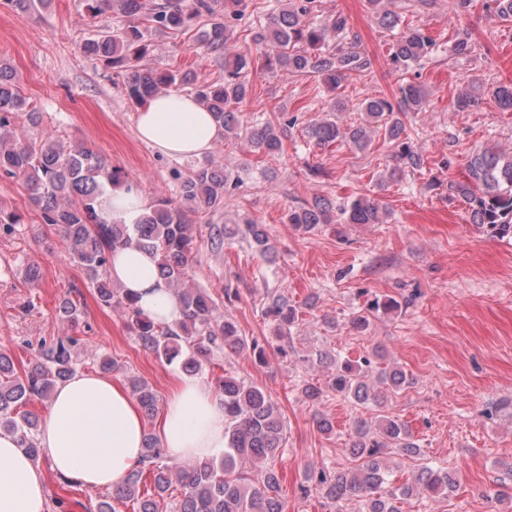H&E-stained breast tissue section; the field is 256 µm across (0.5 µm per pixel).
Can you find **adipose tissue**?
I'll use <instances>...</instances> for the list:
<instances>
[{
	"mask_svg": "<svg viewBox=\"0 0 512 512\" xmlns=\"http://www.w3.org/2000/svg\"><path fill=\"white\" fill-rule=\"evenodd\" d=\"M136 127L142 141L181 159L206 155L223 136L211 113L179 92L148 99ZM109 273L155 323L178 319L179 301L160 277L153 254L134 247L116 249ZM145 428L139 404L120 380L78 371L56 388L39 442L61 478L86 487L114 488L140 465ZM158 431L171 458L222 455L220 397L203 380H177ZM44 484V472L23 453L17 438L0 431V512H50Z\"/></svg>",
	"mask_w": 512,
	"mask_h": 512,
	"instance_id": "adipose-tissue-1",
	"label": "adipose tissue"
}]
</instances>
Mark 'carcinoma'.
I'll return each instance as SVG.
<instances>
[{
    "label": "carcinoma",
    "instance_id": "1",
    "mask_svg": "<svg viewBox=\"0 0 512 512\" xmlns=\"http://www.w3.org/2000/svg\"><path fill=\"white\" fill-rule=\"evenodd\" d=\"M86 2L93 18L109 7L123 17L116 28L102 29L88 40L85 49L106 66L128 73L124 88L133 103L140 106L156 95L185 92L211 112L224 128L225 139H244L250 151L266 157L283 150V132L274 125L266 123L249 132L241 128L240 107L249 95L246 76L252 54L234 46L229 32L243 19L247 0H161L149 9L144 0ZM316 2L288 0L287 8L253 36L269 67L292 76L314 77L336 96L325 117L309 127L310 141L318 147L344 142L364 151L381 135L395 148L389 180L399 181L405 171L423 168L419 147L387 99L366 97L360 104L365 120L358 125L337 121L343 108L342 82L353 72L366 71L370 61L355 43L348 42L346 17L329 15L319 24L311 19L317 12ZM368 5L380 25L396 28L398 19L387 8V0H368ZM203 21L207 29L199 49L224 60L223 80L209 81L190 70L156 67L146 61L148 30L179 34ZM433 47L434 41L420 28H409L396 40L392 63L407 69L429 55ZM399 91L402 112L425 108L427 94L421 86L408 83ZM489 92L500 108L512 111L511 83L493 86ZM39 119V113L21 94L16 73L0 64V172L24 182L44 223L55 227L64 239L69 262L88 275L98 304L121 310L141 347L169 364L181 362L188 372L196 371L216 349L247 346L236 326L216 315L208 294L185 287L195 241V227L187 214L200 220L224 207V165L212 160L197 165L181 183L179 200L159 198L135 224H119L105 210L104 185L125 184L127 177L91 148H67L52 140L28 138L25 125H36ZM467 170L470 182L453 183L449 189L469 205L471 222L486 225L503 237L512 234V152H476L469 157ZM338 212L345 224H383L387 216L378 200L364 196L350 200ZM285 218L299 230L334 222L330 207L317 200L288 209ZM224 234L249 238L261 254L271 253L259 224L249 222L226 229ZM130 245L157 256L161 278L180 299V316L173 324L154 323L108 276L113 249ZM58 314L67 322H77L81 302L65 299ZM265 315L274 318L280 330L298 322V309L283 294L272 299ZM80 345L81 339L71 334L44 340L21 372L10 356L0 351V431L18 436L22 448L36 462L46 454L35 436L39 418L28 406L46 405L56 386L75 373L74 354ZM385 359L379 345L357 359L338 354L325 388L302 385V400L314 405L328 393L383 409L391 396L411 384L401 367L379 366ZM129 384L144 414H154L158 399L152 386L137 378ZM215 385L224 405V457L172 464L159 439L147 432L142 466L112 490V501L99 502L96 512H116V502L134 505V512H163L161 503L167 501L165 495L175 483L180 486L175 512H284L275 468L285 433L278 406L261 388L235 378L218 376ZM350 451L356 466L347 470L312 466L301 492L306 495L316 490L336 505V512H344V504L352 500L359 502V512H399L396 503L402 499L435 498L458 486L457 473L442 467L424 466L412 480L399 485L389 479L390 457L420 455L409 426L389 413L377 416L374 422H360Z\"/></svg>",
    "mask_w": 512,
    "mask_h": 512
}]
</instances>
